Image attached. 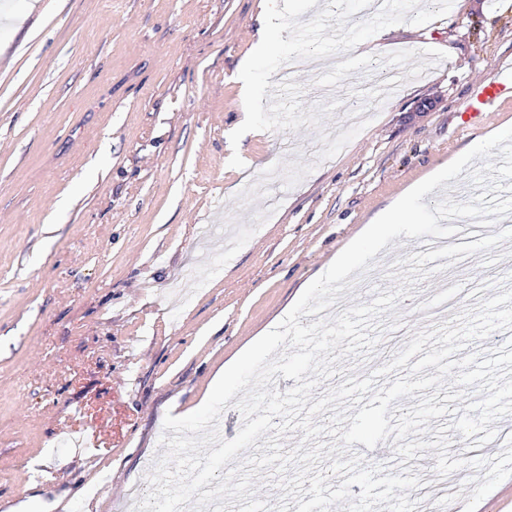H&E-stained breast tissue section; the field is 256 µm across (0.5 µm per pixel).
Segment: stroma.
Wrapping results in <instances>:
<instances>
[{"instance_id":"obj_1","label":"stroma","mask_w":512,"mask_h":512,"mask_svg":"<svg viewBox=\"0 0 512 512\" xmlns=\"http://www.w3.org/2000/svg\"><path fill=\"white\" fill-rule=\"evenodd\" d=\"M260 2L0 0V512H133L166 415L379 209L512 126L455 114L512 54V0H453L297 74L304 108L341 101L321 127L231 144ZM392 70L413 77L344 97ZM499 280L512 264L480 253L456 289Z\"/></svg>"}]
</instances>
